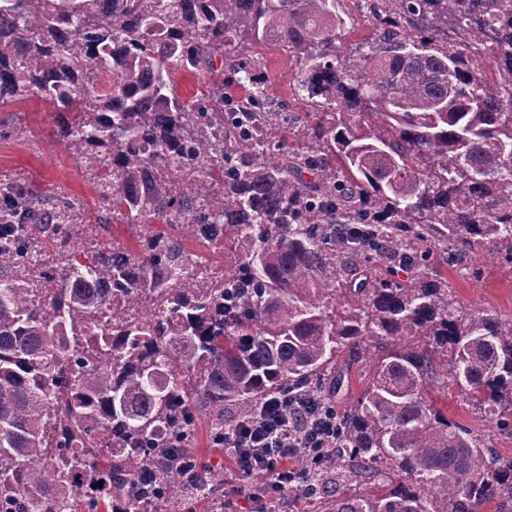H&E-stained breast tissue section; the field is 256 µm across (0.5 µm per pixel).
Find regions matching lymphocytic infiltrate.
<instances>
[{
    "label": "lymphocytic infiltrate",
    "instance_id": "obj_1",
    "mask_svg": "<svg viewBox=\"0 0 512 512\" xmlns=\"http://www.w3.org/2000/svg\"><path fill=\"white\" fill-rule=\"evenodd\" d=\"M336 437V415L323 409L317 401L272 397L261 406L256 417L239 423L231 436L224 439V452L232 460L235 474L246 473L254 483L248 497L265 502L269 487L292 482L294 469L288 461L296 449H307L306 462L314 466L328 461Z\"/></svg>",
    "mask_w": 512,
    "mask_h": 512
}]
</instances>
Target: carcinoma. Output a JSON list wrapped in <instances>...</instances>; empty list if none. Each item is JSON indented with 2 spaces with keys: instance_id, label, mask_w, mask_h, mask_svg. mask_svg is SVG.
I'll use <instances>...</instances> for the list:
<instances>
[{
  "instance_id": "1",
  "label": "carcinoma",
  "mask_w": 512,
  "mask_h": 512,
  "mask_svg": "<svg viewBox=\"0 0 512 512\" xmlns=\"http://www.w3.org/2000/svg\"><path fill=\"white\" fill-rule=\"evenodd\" d=\"M346 2L0 0V109L52 103L100 227L140 229L0 179V512H145L196 413L217 439L285 394L345 402L327 512H512V456L431 396L511 429L512 316L428 264H512V0H380L362 40ZM256 46L312 111L266 108ZM186 239L234 264L182 267Z\"/></svg>"
}]
</instances>
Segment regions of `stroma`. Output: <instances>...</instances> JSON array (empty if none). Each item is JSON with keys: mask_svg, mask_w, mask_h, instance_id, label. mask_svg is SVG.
Masks as SVG:
<instances>
[{"mask_svg": "<svg viewBox=\"0 0 512 512\" xmlns=\"http://www.w3.org/2000/svg\"><path fill=\"white\" fill-rule=\"evenodd\" d=\"M258 58L260 73L267 81L276 111H307V104L294 95L295 66L287 55L263 49ZM56 125L54 108L41 99L28 98L0 111V126L9 131L8 136L0 138V178L9 176L59 197L79 199L85 207L88 222L96 223L102 213L98 193L84 167L57 139ZM444 275L449 287L464 304L478 310L488 308L505 316L512 315V265L487 255L472 259L465 267L445 269ZM434 399L450 420L465 425L501 454L512 456V436L468 409L456 394L438 393ZM192 445L201 461L219 476L213 494L194 496L184 488L176 495L155 502L152 512H185L191 500L195 501L197 512H210L211 500L215 497L224 500V512H251L253 505L246 494L237 492L223 454L214 447L206 421L197 422Z\"/></svg>", "mask_w": 512, "mask_h": 512, "instance_id": "35a3bbf8", "label": "stroma"}]
</instances>
